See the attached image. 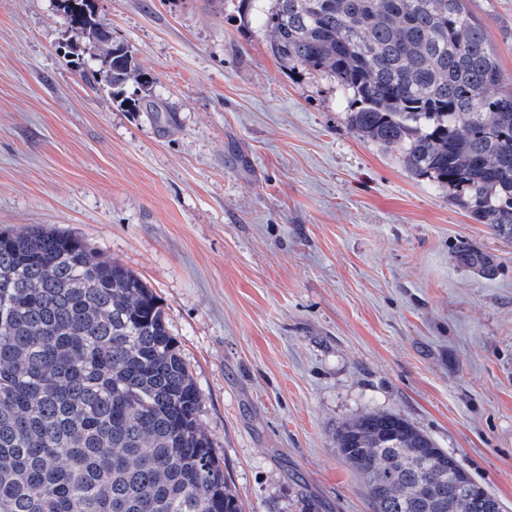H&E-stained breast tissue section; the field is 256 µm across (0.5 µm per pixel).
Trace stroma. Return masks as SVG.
I'll use <instances>...</instances> for the list:
<instances>
[{"label": "stroma", "instance_id": "stroma-1", "mask_svg": "<svg viewBox=\"0 0 512 512\" xmlns=\"http://www.w3.org/2000/svg\"><path fill=\"white\" fill-rule=\"evenodd\" d=\"M95 7L160 109L83 82L57 0H0V230L74 235L149 284L245 512H372L333 442L367 411L512 512V240L353 130L335 79L288 71L258 9ZM465 8L511 78L512 0ZM459 261L469 267L481 272L486 276H494L497 270L495 261L489 253L474 249L470 245L462 243L457 250Z\"/></svg>", "mask_w": 512, "mask_h": 512}]
</instances>
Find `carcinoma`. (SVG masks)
<instances>
[{"label": "carcinoma", "instance_id": "1", "mask_svg": "<svg viewBox=\"0 0 512 512\" xmlns=\"http://www.w3.org/2000/svg\"><path fill=\"white\" fill-rule=\"evenodd\" d=\"M465 0H272L271 53L328 75L347 124L448 186L479 224L512 239V91ZM101 47L69 60L131 112L158 111L155 78L112 44L91 0H59ZM136 82L142 96L124 95ZM459 261L486 276L492 255ZM202 397L160 301L128 268L63 232L0 233V512H244L208 434ZM338 454L373 512H497L460 495L459 460L403 415L368 411L336 428Z\"/></svg>", "mask_w": 512, "mask_h": 512}]
</instances>
